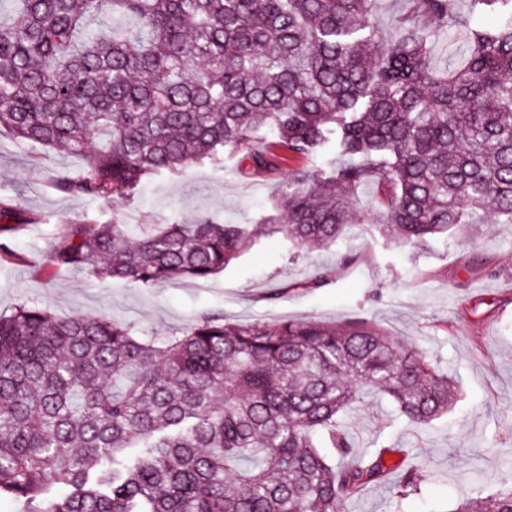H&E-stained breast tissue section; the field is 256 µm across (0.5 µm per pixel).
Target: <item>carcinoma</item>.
I'll list each match as a JSON object with an SVG mask.
<instances>
[{
  "instance_id": "1",
  "label": "carcinoma",
  "mask_w": 512,
  "mask_h": 512,
  "mask_svg": "<svg viewBox=\"0 0 512 512\" xmlns=\"http://www.w3.org/2000/svg\"><path fill=\"white\" fill-rule=\"evenodd\" d=\"M448 34L457 0H0V135L83 158L56 188L98 201L259 141L344 164L288 179L261 224H64L55 269L154 287L207 279L262 239L325 248L373 186L383 236L421 247L489 216L512 223V0ZM107 20L106 33L91 30ZM463 64L440 71L439 44ZM425 426L458 395L413 344L358 318L230 322L181 335L108 317L0 312V499L26 512H346L391 469L354 453L339 415L368 396ZM418 490L405 472L396 491ZM453 512H512V488Z\"/></svg>"
}]
</instances>
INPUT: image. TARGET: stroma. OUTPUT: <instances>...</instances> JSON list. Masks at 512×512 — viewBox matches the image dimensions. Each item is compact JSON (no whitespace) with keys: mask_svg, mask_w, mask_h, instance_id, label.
Returning <instances> with one entry per match:
<instances>
[{"mask_svg":"<svg viewBox=\"0 0 512 512\" xmlns=\"http://www.w3.org/2000/svg\"><path fill=\"white\" fill-rule=\"evenodd\" d=\"M81 157L0 136V207L17 212L0 242L16 253L0 260V311L20 303L49 307L61 317L106 314L138 328L175 334L212 312L241 322L364 318L408 338L459 384L447 414L419 428L381 398L367 399L339 420L360 449L390 448L385 484L367 488L351 512H452L478 491L512 485V224L436 237L422 248L370 237L304 253L268 241L208 280L184 278L161 288L105 283L86 270L48 268L45 255L68 221L185 224L203 217L259 223L288 178L316 163L281 153L270 174L243 176L240 158L195 163L153 178L138 196L107 204L59 192L56 175L78 177ZM355 260L342 265L341 256ZM331 271L321 288L305 287L315 269ZM420 489L402 504L389 491L406 469Z\"/></svg>","mask_w":512,"mask_h":512,"instance_id":"1","label":"stroma"}]
</instances>
